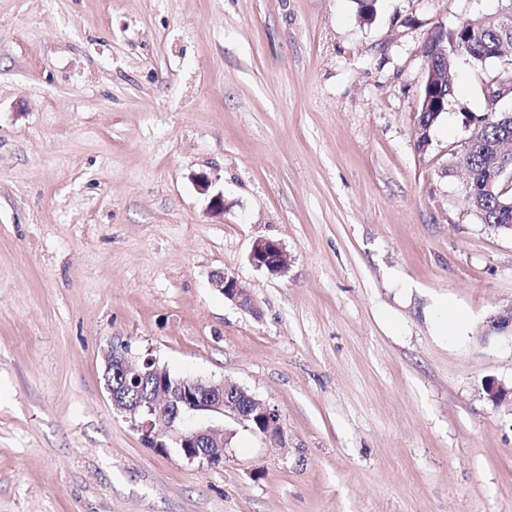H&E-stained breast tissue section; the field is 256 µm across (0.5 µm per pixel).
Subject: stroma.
<instances>
[{"instance_id":"obj_1","label":"stroma","mask_w":512,"mask_h":512,"mask_svg":"<svg viewBox=\"0 0 512 512\" xmlns=\"http://www.w3.org/2000/svg\"><path fill=\"white\" fill-rule=\"evenodd\" d=\"M501 5L0 0V512H512V336L487 327L512 232L448 170L468 116L512 113L485 94L512 51L456 57L416 144L424 43ZM121 342L247 389L285 445L197 415L222 466L147 446L106 390ZM249 259L255 267L270 273H281L288 265L282 245L271 239L256 240L252 245ZM213 284L224 295L225 299L251 313L257 312V304L251 291L235 276L224 272L216 275Z\"/></svg>"}]
</instances>
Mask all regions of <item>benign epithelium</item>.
Here are the masks:
<instances>
[{
    "mask_svg": "<svg viewBox=\"0 0 512 512\" xmlns=\"http://www.w3.org/2000/svg\"><path fill=\"white\" fill-rule=\"evenodd\" d=\"M492 18L502 31L500 39H507L508 32L512 31V8L501 9ZM422 53L428 57V78L419 101L417 127V145L423 150L429 144L430 128L425 116L444 112L448 99L441 92L444 83L440 69L434 65V60L443 54L442 48L439 43L429 40L424 44ZM501 181H512V156L497 159L482 182L481 191L491 193ZM249 259L255 267L270 273H281L288 265L282 245L271 239L256 240ZM213 284L225 299L253 314L257 313L251 291L236 277L224 272L213 279ZM489 328L500 333L512 331V306L491 317ZM104 376L112 406L123 414L141 439L154 448L165 449L172 443L179 448L181 457L191 463L208 467L222 464L225 439L221 426L182 428L183 418L188 413H227L267 438L278 442L285 439L279 411L247 393L245 388L224 380L203 382L191 377L172 376L152 356L135 355L125 345L111 347ZM131 378L149 384V391L136 399L128 397L127 385Z\"/></svg>",
    "mask_w": 512,
    "mask_h": 512,
    "instance_id": "1",
    "label": "benign epithelium"
}]
</instances>
